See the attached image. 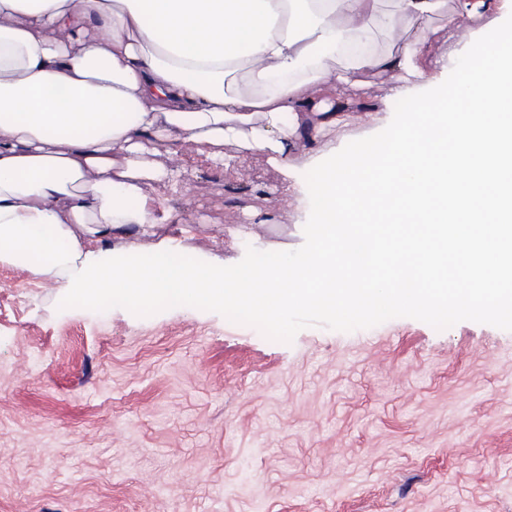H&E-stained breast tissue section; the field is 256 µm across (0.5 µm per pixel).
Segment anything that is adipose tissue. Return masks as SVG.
Here are the masks:
<instances>
[{
    "mask_svg": "<svg viewBox=\"0 0 512 512\" xmlns=\"http://www.w3.org/2000/svg\"><path fill=\"white\" fill-rule=\"evenodd\" d=\"M0 0V263L90 303L229 306L275 320L295 303L342 315L379 302L512 315V26L443 92L428 45L443 0ZM423 27L400 53L376 32ZM426 105L386 157L322 165L312 236L291 268L185 262L156 236L157 184L187 143L233 167L283 164L300 135L354 123L335 110L351 72ZM148 237L133 252L115 235Z\"/></svg>",
    "mask_w": 512,
    "mask_h": 512,
    "instance_id": "adipose-tissue-1",
    "label": "adipose tissue"
}]
</instances>
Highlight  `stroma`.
Returning <instances> with one entry per match:
<instances>
[{"label": "stroma", "instance_id": "35a3bbf8", "mask_svg": "<svg viewBox=\"0 0 512 512\" xmlns=\"http://www.w3.org/2000/svg\"><path fill=\"white\" fill-rule=\"evenodd\" d=\"M498 26L435 36L443 83ZM389 87L354 73L337 99L377 122L297 140L279 167L219 170L185 145L156 189L161 235L228 272L296 264L312 209L283 186L414 122ZM0 512H512V318L382 303L269 322L118 294L103 310L0 264Z\"/></svg>", "mask_w": 512, "mask_h": 512}]
</instances>
